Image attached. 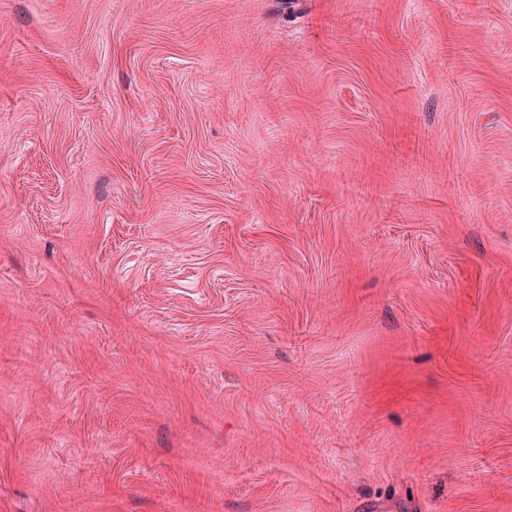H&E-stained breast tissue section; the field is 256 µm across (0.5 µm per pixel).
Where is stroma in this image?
<instances>
[{"label":"stroma","instance_id":"1","mask_svg":"<svg viewBox=\"0 0 512 512\" xmlns=\"http://www.w3.org/2000/svg\"><path fill=\"white\" fill-rule=\"evenodd\" d=\"M0 512H512V0H0Z\"/></svg>","mask_w":512,"mask_h":512}]
</instances>
